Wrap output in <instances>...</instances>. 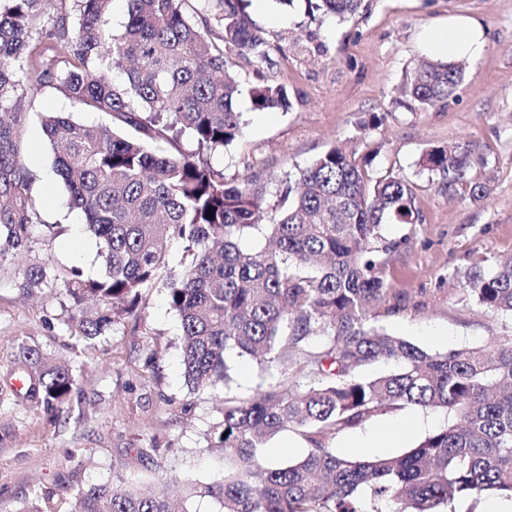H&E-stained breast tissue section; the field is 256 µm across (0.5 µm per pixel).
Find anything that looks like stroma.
<instances>
[{
	"mask_svg": "<svg viewBox=\"0 0 512 512\" xmlns=\"http://www.w3.org/2000/svg\"><path fill=\"white\" fill-rule=\"evenodd\" d=\"M247 11L269 58L234 54L232 68L243 87L285 86L289 106L256 111L248 96L240 97L242 133L211 159L225 181L254 180L271 206L282 182L330 147L368 142L376 149L370 173L410 181L419 212L416 223L383 228L396 245L378 255L396 310H378L376 323L438 352L512 335L511 316L481 313L453 277L512 253V0H363L345 19L310 14L305 0L288 9L277 0H250ZM454 17L481 23L483 55L466 61L464 81L445 107L401 101L405 73L428 56L424 34ZM26 141L33 191L48 207L31 252L0 264V512H15L32 489L57 493L65 483L107 482L117 470L140 483L162 476L176 489L217 478L224 458L205 448L202 436L221 420L224 392L187 390L180 322L164 288L146 290L141 317L92 347L77 344L59 324L67 303L62 289L22 295L24 270L36 261L50 260L63 274L74 266L89 276L98 272L92 237L79 248L65 235L48 238L46 227L61 212L72 224L82 215L67 206L38 125L29 126ZM448 145L468 151L470 176L487 183L481 201L448 189L438 173L423 168L431 147ZM23 340L73 367L78 391L68 409L50 411L19 396L14 345ZM412 415L409 409L377 415L337 435L331 446L350 458L400 454V444L375 449L358 442ZM152 446L156 454L140 459L139 449Z\"/></svg>",
	"mask_w": 512,
	"mask_h": 512,
	"instance_id": "35a3bbf8",
	"label": "stroma"
}]
</instances>
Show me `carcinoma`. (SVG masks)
<instances>
[{
  "label": "carcinoma",
  "mask_w": 512,
  "mask_h": 512,
  "mask_svg": "<svg viewBox=\"0 0 512 512\" xmlns=\"http://www.w3.org/2000/svg\"><path fill=\"white\" fill-rule=\"evenodd\" d=\"M112 0H0V263L31 250L43 223L25 162L27 127L40 126L53 169L83 231L96 240L100 272L73 266L59 278L50 261L27 266L20 288L33 294L62 283V323L76 341L95 345L137 315L142 290L157 284L180 319L185 384L224 388L222 420L204 433L222 448L224 474L191 483L180 496L145 491L116 471L112 482L35 490L15 512H189L193 497H213L223 512H469L490 498L512 504V336L432 353L371 323L388 300L378 253L383 226L413 224L411 184L398 175L372 179L368 159L332 147L286 182L268 208L252 182H224L209 162L241 133L240 81L228 50L267 59L244 0H126L121 33L106 26ZM362 0H319L311 8L343 18ZM222 30L220 42L209 37ZM117 69L114 82L105 71ZM460 62L423 59L402 94L444 106L462 83ZM44 90L81 109L110 115L108 126L70 114L32 111ZM258 111L288 108L280 85L248 89ZM193 149H178L182 136ZM166 142L175 153L159 150ZM424 166L473 201L486 184L467 177L470 159L455 146L433 147ZM261 233L267 244L239 241ZM184 245L169 269L166 243ZM455 275L466 297L491 314L512 315V254L486 271ZM325 339L319 353L307 349ZM260 361L256 395L232 393L230 352ZM393 365L365 377L377 362ZM23 397L46 408L72 402V367L26 343L18 345ZM295 370L292 380L282 376ZM441 409L448 425L395 456L343 458L328 439L377 414ZM292 431L305 454L268 462L267 442Z\"/></svg>",
  "instance_id": "obj_1"
}]
</instances>
